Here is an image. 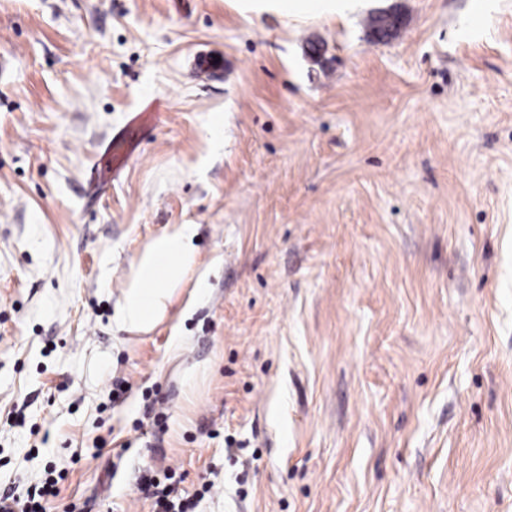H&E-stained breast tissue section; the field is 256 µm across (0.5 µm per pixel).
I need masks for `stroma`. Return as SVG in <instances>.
Listing matches in <instances>:
<instances>
[{
    "mask_svg": "<svg viewBox=\"0 0 512 512\" xmlns=\"http://www.w3.org/2000/svg\"><path fill=\"white\" fill-rule=\"evenodd\" d=\"M174 224L207 289L128 332ZM171 471L191 512H512V0H0V493L154 512ZM351 0H249L256 2L257 10H273L284 15H301L320 11L328 15H342ZM132 145L126 140H117L113 144L112 152L107 154L100 160L93 163L95 175H99V179L104 178L105 173L110 168L113 174L124 167L126 160L132 152Z\"/></svg>",
    "mask_w": 512,
    "mask_h": 512,
    "instance_id": "1",
    "label": "stroma"
}]
</instances>
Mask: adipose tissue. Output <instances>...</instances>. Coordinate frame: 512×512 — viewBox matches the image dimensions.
Masks as SVG:
<instances>
[{
    "label": "adipose tissue",
    "mask_w": 512,
    "mask_h": 512,
    "mask_svg": "<svg viewBox=\"0 0 512 512\" xmlns=\"http://www.w3.org/2000/svg\"><path fill=\"white\" fill-rule=\"evenodd\" d=\"M196 235V225L175 224L137 252L115 311L123 329L146 332L167 315L177 290L198 267Z\"/></svg>",
    "instance_id": "ef3b65f1"
}]
</instances>
